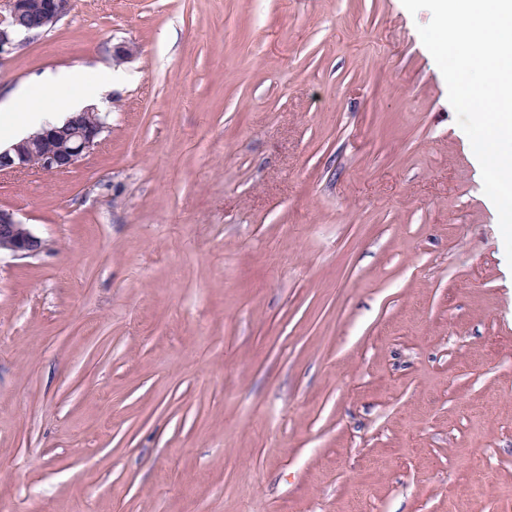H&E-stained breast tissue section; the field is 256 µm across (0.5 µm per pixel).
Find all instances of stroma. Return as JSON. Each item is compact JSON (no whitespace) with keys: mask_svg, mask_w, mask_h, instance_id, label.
I'll return each instance as SVG.
<instances>
[{"mask_svg":"<svg viewBox=\"0 0 512 512\" xmlns=\"http://www.w3.org/2000/svg\"><path fill=\"white\" fill-rule=\"evenodd\" d=\"M402 0H72L0 61L118 67L0 178V512H512V266ZM126 42L135 56L112 60ZM44 241L21 222L14 211L0 207V255L32 257L44 249Z\"/></svg>","mask_w":512,"mask_h":512,"instance_id":"35a3bbf8","label":"stroma"}]
</instances>
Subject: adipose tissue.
I'll list each match as a JSON object with an SVG mask.
<instances>
[{"instance_id": "obj_1", "label": "adipose tissue", "mask_w": 512, "mask_h": 512, "mask_svg": "<svg viewBox=\"0 0 512 512\" xmlns=\"http://www.w3.org/2000/svg\"><path fill=\"white\" fill-rule=\"evenodd\" d=\"M117 79L109 70L93 81L81 68L45 71L36 82L18 91L14 107L0 111V140L10 143L44 124L64 121L111 90Z\"/></svg>"}]
</instances>
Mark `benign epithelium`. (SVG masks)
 I'll return each mask as SVG.
<instances>
[{
	"instance_id": "benign-epithelium-1",
	"label": "benign epithelium",
	"mask_w": 512,
	"mask_h": 512,
	"mask_svg": "<svg viewBox=\"0 0 512 512\" xmlns=\"http://www.w3.org/2000/svg\"><path fill=\"white\" fill-rule=\"evenodd\" d=\"M71 8V0H0V56L52 29ZM107 112L90 105L61 124H48L0 148V177L29 170L64 174L93 153L108 128ZM44 241L14 211L0 207V254L32 257Z\"/></svg>"
}]
</instances>
